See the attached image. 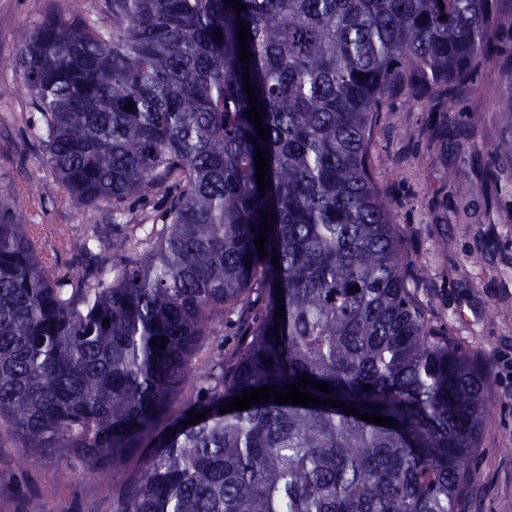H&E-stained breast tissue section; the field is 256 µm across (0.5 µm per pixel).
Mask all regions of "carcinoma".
Listing matches in <instances>:
<instances>
[{
	"instance_id": "1",
	"label": "carcinoma",
	"mask_w": 512,
	"mask_h": 512,
	"mask_svg": "<svg viewBox=\"0 0 512 512\" xmlns=\"http://www.w3.org/2000/svg\"><path fill=\"white\" fill-rule=\"evenodd\" d=\"M240 2L95 0L93 18L56 11L19 35L52 176L41 198L65 194L99 223L60 234L50 257L19 199L0 195V424L24 453L96 472L167 419L112 512H457L487 377L419 299L425 269L371 151L390 98L458 96L484 60L512 115V0ZM251 100L272 138L245 115ZM134 196L164 203L139 216ZM262 212L275 222L261 257ZM120 224L132 237L111 236ZM129 242L136 257L112 263ZM64 253L92 264L65 272ZM232 316L235 350L199 357ZM304 373L300 390L394 425L273 397L221 413ZM190 412L205 418L182 425Z\"/></svg>"
}]
</instances>
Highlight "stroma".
<instances>
[{"mask_svg": "<svg viewBox=\"0 0 512 512\" xmlns=\"http://www.w3.org/2000/svg\"><path fill=\"white\" fill-rule=\"evenodd\" d=\"M67 0H0V193L16 194L45 245L81 235L90 212L63 197L40 201L50 174L29 129V94L16 65V36ZM506 88L493 63L476 86L449 101L395 97L375 129V180L394 224L426 276L417 292L471 356L490 366L472 479L458 512H512V179L484 185L493 149L512 125L499 102ZM15 430L0 427V512H112V492L148 456L137 448L105 472L41 448L20 451Z\"/></svg>", "mask_w": 512, "mask_h": 512, "instance_id": "obj_1", "label": "stroma"}]
</instances>
